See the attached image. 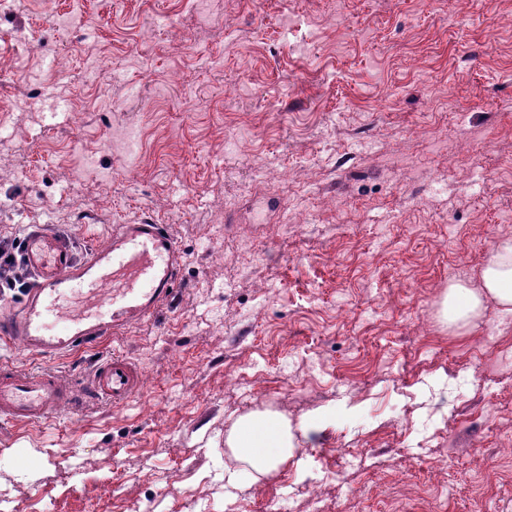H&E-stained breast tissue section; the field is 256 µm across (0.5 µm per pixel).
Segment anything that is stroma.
<instances>
[{
  "label": "stroma",
  "mask_w": 512,
  "mask_h": 512,
  "mask_svg": "<svg viewBox=\"0 0 512 512\" xmlns=\"http://www.w3.org/2000/svg\"><path fill=\"white\" fill-rule=\"evenodd\" d=\"M223 9L0 11V240L82 259L149 217L180 248L150 318L58 358L0 339L78 395L115 352L144 375L121 406L0 418L12 512H512V314L440 316L512 236V0ZM256 412L294 435L270 476L227 445Z\"/></svg>",
  "instance_id": "1"
}]
</instances>
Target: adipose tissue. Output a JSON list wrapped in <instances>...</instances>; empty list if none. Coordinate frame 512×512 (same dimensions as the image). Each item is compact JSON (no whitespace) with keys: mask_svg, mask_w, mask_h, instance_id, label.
<instances>
[{"mask_svg":"<svg viewBox=\"0 0 512 512\" xmlns=\"http://www.w3.org/2000/svg\"><path fill=\"white\" fill-rule=\"evenodd\" d=\"M490 301L512 313V237L500 238L488 253L481 288L449 284L442 299V317L450 325L467 327L481 318ZM228 445L247 468L263 475L286 465L292 456L287 426L264 413L238 420Z\"/></svg>","mask_w":512,"mask_h":512,"instance_id":"ef3b65f1","label":"adipose tissue"}]
</instances>
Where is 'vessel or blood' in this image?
Listing matches in <instances>:
<instances>
[{
	"mask_svg": "<svg viewBox=\"0 0 512 512\" xmlns=\"http://www.w3.org/2000/svg\"><path fill=\"white\" fill-rule=\"evenodd\" d=\"M23 256L35 282L0 318V338L36 356L61 357L151 317L174 292L180 250L164 225L141 220L113 225L107 242L81 260L69 239L33 231L23 240ZM141 386L139 366L115 353L97 366L86 388L95 399L121 404ZM70 399L56 373L22 376L0 365L1 418L35 423Z\"/></svg>",
	"mask_w": 512,
	"mask_h": 512,
	"instance_id": "obj_1",
	"label": "vessel or blood"
}]
</instances>
